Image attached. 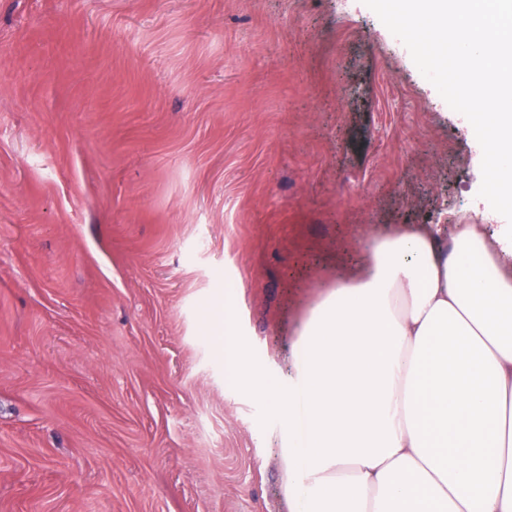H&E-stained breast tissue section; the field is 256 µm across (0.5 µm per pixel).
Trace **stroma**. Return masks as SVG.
Masks as SVG:
<instances>
[{
  "mask_svg": "<svg viewBox=\"0 0 512 512\" xmlns=\"http://www.w3.org/2000/svg\"><path fill=\"white\" fill-rule=\"evenodd\" d=\"M363 0H0V512H289L288 379L362 233L500 224ZM232 379L240 388L249 390L263 400H267L279 411L284 398L280 385L269 382L265 375L246 357H238L231 366Z\"/></svg>",
  "mask_w": 512,
  "mask_h": 512,
  "instance_id": "obj_1",
  "label": "stroma"
}]
</instances>
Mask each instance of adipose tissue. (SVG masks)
<instances>
[{
	"mask_svg": "<svg viewBox=\"0 0 512 512\" xmlns=\"http://www.w3.org/2000/svg\"><path fill=\"white\" fill-rule=\"evenodd\" d=\"M306 304L287 389L232 379L284 432L289 512H512V225L399 224Z\"/></svg>",
	"mask_w": 512,
	"mask_h": 512,
	"instance_id": "1",
	"label": "adipose tissue"
}]
</instances>
